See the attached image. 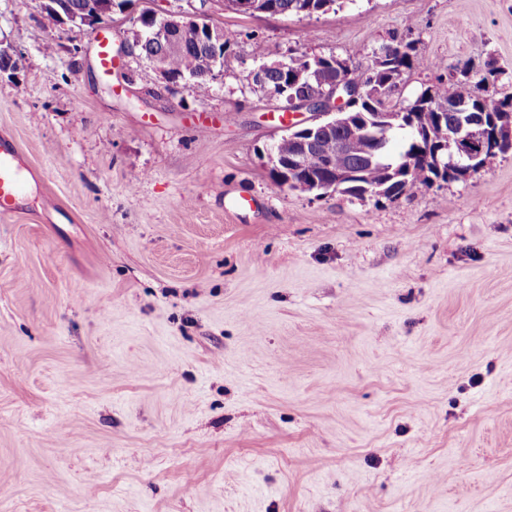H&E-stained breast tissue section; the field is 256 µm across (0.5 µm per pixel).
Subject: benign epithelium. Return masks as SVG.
<instances>
[{"label":"benign epithelium","instance_id":"obj_1","mask_svg":"<svg viewBox=\"0 0 512 512\" xmlns=\"http://www.w3.org/2000/svg\"><path fill=\"white\" fill-rule=\"evenodd\" d=\"M224 4L243 15H255L257 0H224ZM116 0H89L83 8H74L70 0H46L44 9L54 13L58 25L68 23L105 29L112 22ZM139 27L121 45L118 57L132 54L145 42L152 41L158 50L144 54L160 78L169 85H177L180 76L167 65V57L183 52L181 34L193 27L197 41L205 46L224 42L222 27L209 22L205 14L194 11L185 14L160 16L153 11H144L137 18ZM295 65L307 73L309 80H321L329 73L336 74L331 94L319 96L305 93L301 97L291 96L297 111L309 112L311 116L288 129V141L292 145L288 155L281 154L276 147L267 151L270 169L277 175V182L291 189L324 196L343 191V186L354 176L348 166L336 165V160H324L314 169L307 167L306 159L325 141L336 144V151L351 155V142L361 138L376 152V143L382 133L390 128L416 126V117L407 112H383L381 122L371 124L352 120L346 111V102L356 97L361 88H353L351 65L342 59L326 65L318 56H294L282 59H263L252 72L256 87L263 89L267 75L272 71H283ZM20 71L19 57L11 46L0 38V76L10 78ZM475 100L481 111L474 112L465 101L448 98L437 104L439 112L456 113V121L440 124L438 136L428 137L417 143V148L405 156L397 169L411 175L420 165L431 166L439 177L448 181L465 180L483 169L481 160L487 154L504 155L512 151V113L496 107L488 92L478 93Z\"/></svg>","mask_w":512,"mask_h":512}]
</instances>
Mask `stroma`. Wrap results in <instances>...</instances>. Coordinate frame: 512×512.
<instances>
[{
  "instance_id": "obj_1",
  "label": "stroma",
  "mask_w": 512,
  "mask_h": 512,
  "mask_svg": "<svg viewBox=\"0 0 512 512\" xmlns=\"http://www.w3.org/2000/svg\"><path fill=\"white\" fill-rule=\"evenodd\" d=\"M0 0L22 69L0 139L27 172L0 214V512H512V152L389 200L279 185L267 56L372 67L410 42V100L470 68L512 94V0H341L295 17L224 0L208 96L143 57L102 74L91 27ZM219 123L201 125L200 113ZM246 194L256 212L225 209Z\"/></svg>"
}]
</instances>
